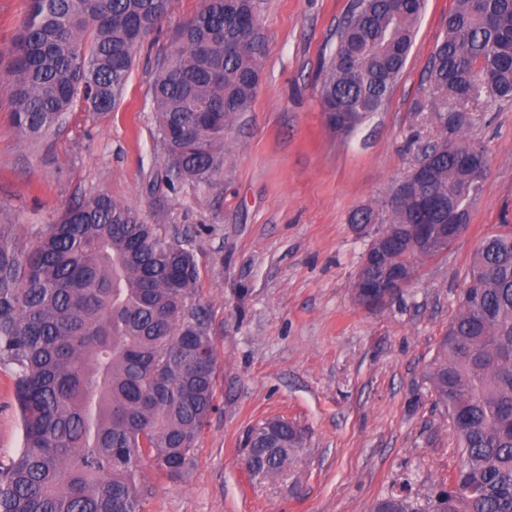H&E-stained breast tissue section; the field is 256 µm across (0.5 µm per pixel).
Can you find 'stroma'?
<instances>
[{
  "instance_id": "1",
  "label": "stroma",
  "mask_w": 512,
  "mask_h": 512,
  "mask_svg": "<svg viewBox=\"0 0 512 512\" xmlns=\"http://www.w3.org/2000/svg\"><path fill=\"white\" fill-rule=\"evenodd\" d=\"M350 0H258L267 52L249 112L224 136L209 184L164 163L150 87L170 34L203 0H174L138 52L119 105L75 106L36 139L13 129L8 49L26 0H0V220L32 248L70 204L98 193L136 208L169 239L191 242L196 301L216 355V410L179 479L141 464L143 512H371L390 491L421 498L456 471L460 453L426 368L458 312L479 243L512 224V100L465 105L446 132L428 61L455 0H425L392 93L349 134L329 128L318 74ZM484 149L488 176L462 238L419 261L385 306L354 285L390 200L442 138ZM14 368L0 364V462L22 445ZM280 416L305 433L301 460L277 480L250 478L244 441Z\"/></svg>"
}]
</instances>
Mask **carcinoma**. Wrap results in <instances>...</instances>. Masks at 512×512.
Segmentation results:
<instances>
[{
    "instance_id": "carcinoma-1",
    "label": "carcinoma",
    "mask_w": 512,
    "mask_h": 512,
    "mask_svg": "<svg viewBox=\"0 0 512 512\" xmlns=\"http://www.w3.org/2000/svg\"><path fill=\"white\" fill-rule=\"evenodd\" d=\"M423 0H351L322 69L329 125L351 133L391 94L413 46ZM173 0H27L8 50L17 133L36 138L76 102L115 108L144 39ZM428 65L459 102L512 99V0H456ZM266 43L256 0H204L176 27L151 85L164 158L179 179L211 183L224 132L249 111ZM355 112L343 126L334 113ZM473 144L436 143L434 182L420 188L447 207L482 189L461 155ZM388 263L409 275L437 256L410 245L409 227L439 238L453 228L396 193ZM193 249L170 241L132 206L97 194L68 206L30 251L0 223V363L15 368L23 447L0 463V512H142L141 462L181 476L216 409V356L194 303ZM468 290L429 365L437 403L460 449L448 483L413 500L402 491L373 512H512V231L477 247ZM280 417L252 426L243 459L275 480L304 449Z\"/></svg>"
}]
</instances>
